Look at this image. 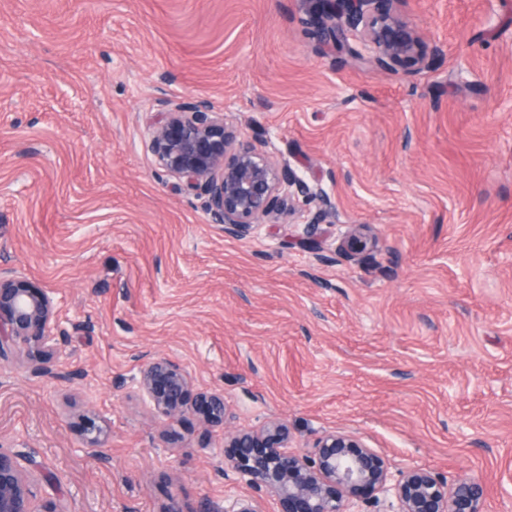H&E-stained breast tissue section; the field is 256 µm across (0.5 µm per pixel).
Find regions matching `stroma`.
Instances as JSON below:
<instances>
[{"mask_svg": "<svg viewBox=\"0 0 512 512\" xmlns=\"http://www.w3.org/2000/svg\"><path fill=\"white\" fill-rule=\"evenodd\" d=\"M442 56L408 76L315 54L303 0H0V269L59 299L61 379L0 357V452L36 506L224 512L225 437L274 420L293 452L346 431L390 471L487 485L512 512V0H404ZM208 100L336 207L226 237L146 144L157 99ZM377 247L338 250L348 225ZM166 357L225 426L157 413ZM200 402L210 416V422L219 425L226 423V408L224 407V393H202Z\"/></svg>", "mask_w": 512, "mask_h": 512, "instance_id": "1", "label": "stroma"}]
</instances>
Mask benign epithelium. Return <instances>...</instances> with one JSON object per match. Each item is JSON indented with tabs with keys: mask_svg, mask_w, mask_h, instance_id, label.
<instances>
[{
	"mask_svg": "<svg viewBox=\"0 0 512 512\" xmlns=\"http://www.w3.org/2000/svg\"><path fill=\"white\" fill-rule=\"evenodd\" d=\"M306 2V25L320 54L346 49L358 62L393 72L399 67L418 70L444 54L442 46L426 45L414 27L394 15L395 0ZM156 106L148 151L179 188L205 198L206 213L212 223L224 226V235L245 238L283 214L298 224H320L335 207L319 182L305 181L288 160L266 150L262 140L241 133L209 101L172 108L160 99ZM371 243L355 228L345 238V253L361 255ZM57 302L46 290L33 291L22 271H0V355L31 342L57 346L58 337L66 335L55 319ZM140 385L161 415L184 412L188 386L177 363L165 358L147 362ZM200 402L211 423H226L223 393H203ZM227 437L224 471L273 492L281 512H359L360 499L375 493L384 498V512H485L484 489L476 478L465 477L450 489L424 469L394 474L350 433L320 437L312 457L286 451L289 434L283 422ZM35 497L18 456L0 452V512H61L53 501L34 508Z\"/></svg>",
	"mask_w": 512,
	"mask_h": 512,
	"instance_id": "benign-epithelium-1",
	"label": "benign epithelium"
}]
</instances>
